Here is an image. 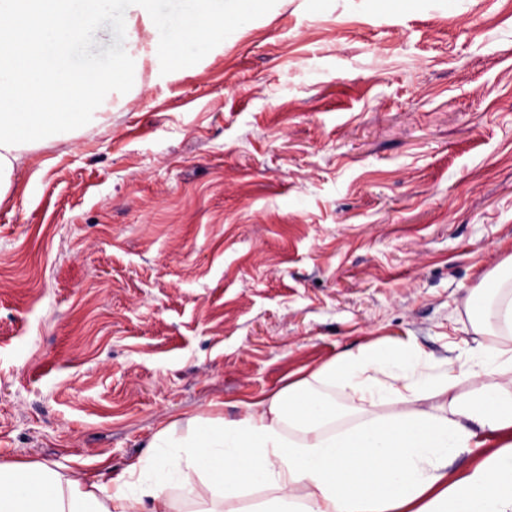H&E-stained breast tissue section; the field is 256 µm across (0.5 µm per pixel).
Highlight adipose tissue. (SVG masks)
Here are the masks:
<instances>
[{"mask_svg":"<svg viewBox=\"0 0 512 512\" xmlns=\"http://www.w3.org/2000/svg\"><path fill=\"white\" fill-rule=\"evenodd\" d=\"M474 291L473 318L511 339L512 255ZM462 453L480 460L449 474ZM0 512H512V347L361 344L237 420L159 431L105 483L1 463Z\"/></svg>","mask_w":512,"mask_h":512,"instance_id":"adipose-tissue-1","label":"adipose tissue"}]
</instances>
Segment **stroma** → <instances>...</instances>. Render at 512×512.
I'll list each match as a JSON object with an SVG mask.
<instances>
[{"mask_svg":"<svg viewBox=\"0 0 512 512\" xmlns=\"http://www.w3.org/2000/svg\"><path fill=\"white\" fill-rule=\"evenodd\" d=\"M512 254V0H277L0 192V463L108 481L364 342L438 358Z\"/></svg>","mask_w":512,"mask_h":512,"instance_id":"obj_1","label":"stroma"}]
</instances>
